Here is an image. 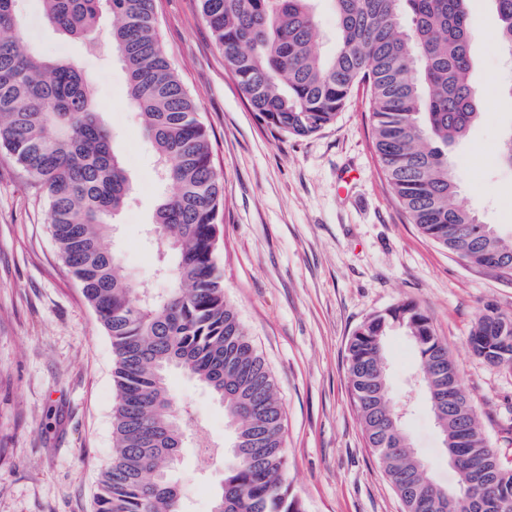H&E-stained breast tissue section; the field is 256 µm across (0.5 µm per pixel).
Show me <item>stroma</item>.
<instances>
[{"mask_svg": "<svg viewBox=\"0 0 512 512\" xmlns=\"http://www.w3.org/2000/svg\"><path fill=\"white\" fill-rule=\"evenodd\" d=\"M163 49L207 125L223 181L218 260L224 296L264 358L285 412L286 480L306 512H404L368 448L347 377L346 345L372 314L417 302L455 360L482 432L512 466V370L472 352L469 331L486 307L512 314V277L469 264L425 236L394 195L374 147L371 114L357 91L334 123L301 137L252 112L224 65L199 0H156ZM472 82L480 120L448 157L458 200L512 238V167L496 156L512 131V63L498 42L490 0H471ZM25 43L89 76L132 184L107 240L131 276L156 295L169 283L146 229L161 190L154 149L128 101L116 57L87 50L23 0ZM393 403L434 481L455 489L443 435L416 349L401 331L385 344ZM112 341L62 262L47 201L0 153V512H94L113 448ZM170 388L193 418L175 467L188 512H211L224 458L203 457L229 430L211 394L181 375Z\"/></svg>", "mask_w": 512, "mask_h": 512, "instance_id": "obj_1", "label": "stroma"}]
</instances>
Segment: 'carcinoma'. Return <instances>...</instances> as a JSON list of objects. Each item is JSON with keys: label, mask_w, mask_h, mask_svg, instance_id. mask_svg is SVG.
Returning a JSON list of instances; mask_svg holds the SVG:
<instances>
[{"label": "carcinoma", "mask_w": 512, "mask_h": 512, "mask_svg": "<svg viewBox=\"0 0 512 512\" xmlns=\"http://www.w3.org/2000/svg\"><path fill=\"white\" fill-rule=\"evenodd\" d=\"M338 31L331 54L319 51L314 0H200L202 17L247 100L272 127L296 136L333 123L353 92H366L375 149L411 223L466 262L500 275L472 238L489 232L457 203L448 146L479 118L470 0H331ZM499 39L512 56V0H492ZM46 23L90 50L103 13L110 43L128 74V100L155 149L163 192L149 234L164 250L165 298L155 301L125 272L104 231L131 190L111 150L103 106L78 65L52 62L22 46L17 0H0V151L43 188L48 223L63 262L95 309L115 357L114 448L102 472L95 512H186L170 471L191 420L173 396L181 374L221 403L232 439L212 512H304L285 480L284 410L271 373L224 297L218 262L223 183L210 134L162 47L155 0H43ZM395 328L413 341L421 367L462 401L439 407L441 430L460 434L476 420L448 347L417 304L369 317L347 343L351 394L369 448L404 512H441L419 490L425 462L403 447L380 395L387 384L385 337ZM473 353L512 364V314L486 307L471 327ZM460 495L484 462L498 455L468 430ZM497 493L512 499V466H499Z\"/></svg>", "instance_id": "carcinoma-1"}]
</instances>
